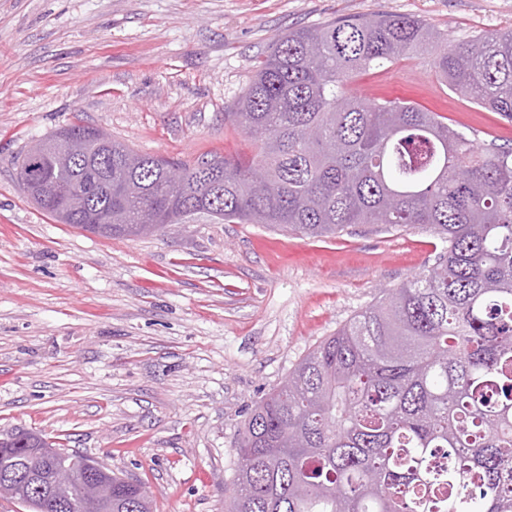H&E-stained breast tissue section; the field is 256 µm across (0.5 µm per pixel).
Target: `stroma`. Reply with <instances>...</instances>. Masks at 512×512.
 <instances>
[{
  "label": "stroma",
  "instance_id": "obj_1",
  "mask_svg": "<svg viewBox=\"0 0 512 512\" xmlns=\"http://www.w3.org/2000/svg\"><path fill=\"white\" fill-rule=\"evenodd\" d=\"M373 13L423 19L453 42L512 29V0H0V435L96 458L147 487L153 512H224L255 405L447 242L425 227L313 238L203 219L106 238L38 209L15 163L74 122L144 154L245 152L224 115L272 43ZM355 86L512 148V121L422 60Z\"/></svg>",
  "mask_w": 512,
  "mask_h": 512
}]
</instances>
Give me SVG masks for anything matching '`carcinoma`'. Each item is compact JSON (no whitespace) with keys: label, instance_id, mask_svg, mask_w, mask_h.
Listing matches in <instances>:
<instances>
[{"label":"carcinoma","instance_id":"carcinoma-1","mask_svg":"<svg viewBox=\"0 0 512 512\" xmlns=\"http://www.w3.org/2000/svg\"><path fill=\"white\" fill-rule=\"evenodd\" d=\"M424 59L512 120V30L451 45L423 20L369 14L280 37L224 122L245 158L193 162L112 141V188L86 230L136 238L205 217L307 236L355 224L433 228L448 251L358 312L256 404L236 445L227 512H512V148L480 145L409 102H371L362 70ZM21 152L56 219L80 170ZM182 171L171 185L166 170ZM39 436L0 438V471ZM134 512L130 484H112Z\"/></svg>","mask_w":512,"mask_h":512}]
</instances>
